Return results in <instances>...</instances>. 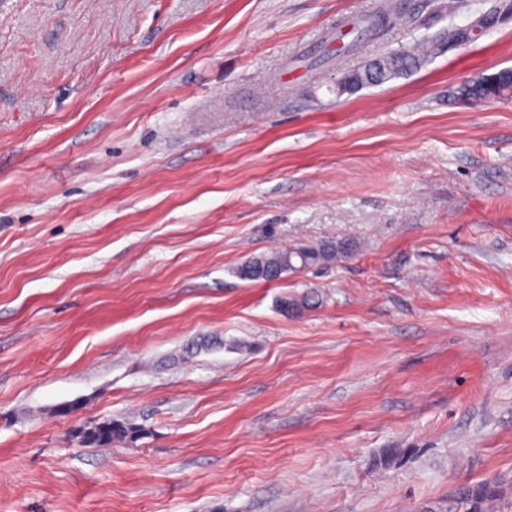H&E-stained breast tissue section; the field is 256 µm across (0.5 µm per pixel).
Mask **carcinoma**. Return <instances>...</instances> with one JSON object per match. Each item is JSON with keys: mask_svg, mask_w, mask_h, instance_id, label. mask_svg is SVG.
Segmentation results:
<instances>
[{"mask_svg": "<svg viewBox=\"0 0 512 512\" xmlns=\"http://www.w3.org/2000/svg\"><path fill=\"white\" fill-rule=\"evenodd\" d=\"M362 21L369 23L370 28L379 34L397 22H413L415 17L399 11L397 5L393 4L362 18ZM441 53L442 42L433 37L423 38L411 47L379 53L346 71L344 92L352 94L407 75ZM511 84L512 81L505 76L494 81L482 77L473 85L471 98L477 101L494 97ZM339 249L341 246L328 241L318 247L301 246L271 252L261 256L259 262L284 273L298 272L334 261ZM139 435L140 430L133 425L112 419L80 427L76 431L78 442L86 447H107L116 442L133 441ZM495 497L493 490L481 487L465 493L463 499L469 504L468 512H490Z\"/></svg>", "mask_w": 512, "mask_h": 512, "instance_id": "1", "label": "carcinoma"}]
</instances>
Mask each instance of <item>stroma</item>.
I'll use <instances>...</instances> for the list:
<instances>
[{
  "instance_id": "1",
  "label": "stroma",
  "mask_w": 512,
  "mask_h": 512,
  "mask_svg": "<svg viewBox=\"0 0 512 512\" xmlns=\"http://www.w3.org/2000/svg\"><path fill=\"white\" fill-rule=\"evenodd\" d=\"M382 2L0 0V512H512V23L336 96L495 0ZM368 22L370 28L377 34L387 31L393 24L397 22L410 23L415 21V16L406 15L399 11L396 4L390 5L387 8H380L373 14L362 18L361 22ZM454 36L448 30L445 39L433 37L423 38L412 47H403L379 53L363 61L361 64L348 69L344 76V93H355L368 86L383 84L392 79L408 75L417 70L431 58L442 54V40ZM510 84L511 81L502 75L494 81L490 80L489 77H482L473 85L471 98L473 101H477L498 96V94L506 90ZM343 246L328 241L318 247L301 246L265 254L258 259L261 264L275 267L283 273L303 271L312 267L328 264L336 259V254ZM264 267H246L243 275L249 279L277 280L281 271ZM140 430L120 420H104L93 426L80 427L76 431L79 443L86 447H107L116 442L134 441ZM496 494L487 487L477 488L464 494L463 499L469 504L466 512H492V503L496 500Z\"/></svg>"
}]
</instances>
